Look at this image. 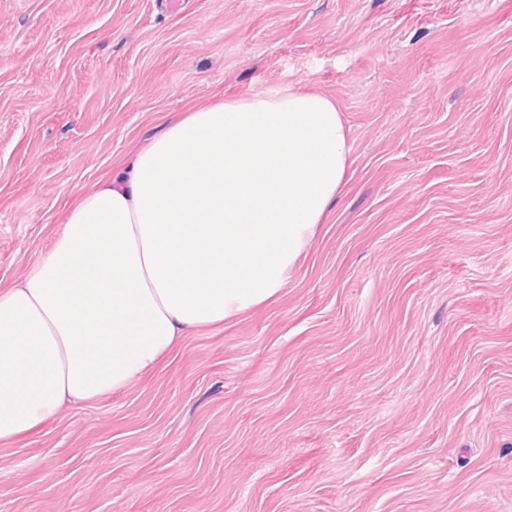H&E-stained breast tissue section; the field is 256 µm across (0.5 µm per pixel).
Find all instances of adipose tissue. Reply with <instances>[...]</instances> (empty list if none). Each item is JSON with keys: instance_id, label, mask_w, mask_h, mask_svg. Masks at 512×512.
Wrapping results in <instances>:
<instances>
[{"instance_id": "obj_1", "label": "adipose tissue", "mask_w": 512, "mask_h": 512, "mask_svg": "<svg viewBox=\"0 0 512 512\" xmlns=\"http://www.w3.org/2000/svg\"><path fill=\"white\" fill-rule=\"evenodd\" d=\"M347 170L339 111L315 92L276 88L169 121L0 289V442L273 302Z\"/></svg>"}]
</instances>
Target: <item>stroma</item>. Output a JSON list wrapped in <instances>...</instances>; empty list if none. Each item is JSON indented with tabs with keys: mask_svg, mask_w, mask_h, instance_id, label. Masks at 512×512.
<instances>
[{
	"mask_svg": "<svg viewBox=\"0 0 512 512\" xmlns=\"http://www.w3.org/2000/svg\"><path fill=\"white\" fill-rule=\"evenodd\" d=\"M333 99L278 299L0 444V512H512V0H0V287L168 120Z\"/></svg>",
	"mask_w": 512,
	"mask_h": 512,
	"instance_id": "obj_1",
	"label": "stroma"
}]
</instances>
